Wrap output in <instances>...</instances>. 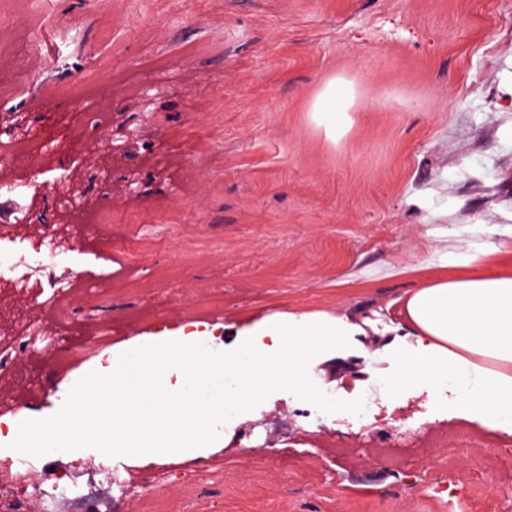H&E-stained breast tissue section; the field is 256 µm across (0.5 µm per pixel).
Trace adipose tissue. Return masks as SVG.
<instances>
[{
	"mask_svg": "<svg viewBox=\"0 0 512 512\" xmlns=\"http://www.w3.org/2000/svg\"><path fill=\"white\" fill-rule=\"evenodd\" d=\"M355 99L352 82L329 79L313 98L312 122L327 138L347 130ZM426 281L406 301L417 347L397 349L395 358L417 383L454 382L469 411L494 422L512 421V274L469 271Z\"/></svg>",
	"mask_w": 512,
	"mask_h": 512,
	"instance_id": "obj_1",
	"label": "adipose tissue"
}]
</instances>
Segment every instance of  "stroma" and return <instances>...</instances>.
<instances>
[{
	"label": "stroma",
	"instance_id": "obj_1",
	"mask_svg": "<svg viewBox=\"0 0 512 512\" xmlns=\"http://www.w3.org/2000/svg\"><path fill=\"white\" fill-rule=\"evenodd\" d=\"M334 76L357 89L335 141L308 112ZM105 79L150 146L115 138L89 158L112 154L109 193L89 205L133 244L113 252V278L182 300L60 358L66 386L195 323L223 329L221 352L276 314L342 317L362 333L308 374L363 398L362 414L305 418L279 390L228 424L244 448L170 463L209 461L223 512H512L492 449L457 442L447 388L402 385L391 356L415 344L408 293L447 260L480 250L512 272V0H0V114L93 105ZM271 448L287 468L255 467Z\"/></svg>",
	"mask_w": 512,
	"mask_h": 512
}]
</instances>
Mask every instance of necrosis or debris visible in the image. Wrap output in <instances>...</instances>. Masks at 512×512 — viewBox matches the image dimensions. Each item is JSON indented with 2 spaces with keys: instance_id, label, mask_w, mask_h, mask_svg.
Returning <instances> with one entry per match:
<instances>
[{
  "instance_id": "4bbe7bcc",
  "label": "necrosis or debris",
  "mask_w": 512,
  "mask_h": 512,
  "mask_svg": "<svg viewBox=\"0 0 512 512\" xmlns=\"http://www.w3.org/2000/svg\"><path fill=\"white\" fill-rule=\"evenodd\" d=\"M117 118L100 105L79 98L65 106L44 102L38 114L20 119L16 129L0 133V199L12 204L10 221L0 220V426L21 418L25 408L13 392L23 387L48 398L62 390L54 362L73 348L71 337L83 334L91 344V331L116 311L135 317L171 303L176 295L163 288L134 298L112 291V274L101 271L94 293H86L87 271L71 269L67 277L56 273L61 255L99 248V260L108 261L122 246L112 235L111 218L69 205L54 193V186L82 179L89 194H97L112 179V160L104 158L94 170L83 165L96 153L102 131ZM20 224L37 225L34 236L17 234ZM99 482L112 489V512H123L127 500H153L160 486L174 485L188 502L217 508L224 501V484L214 480L208 464L188 466L156 464L132 470L123 460L104 455L95 467L72 461L57 472L52 454L40 457L0 445V512H29L39 506L51 512L59 492L84 498V488Z\"/></svg>"
}]
</instances>
